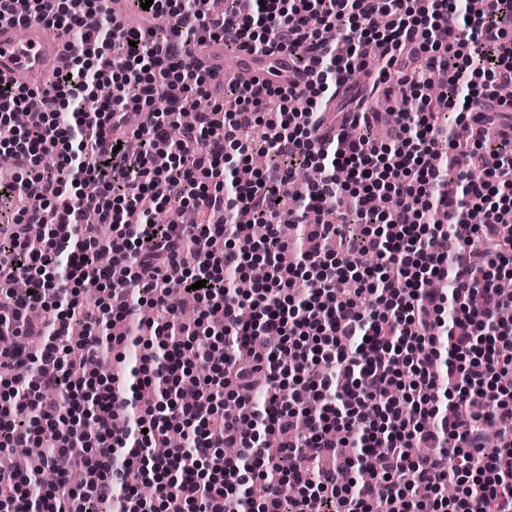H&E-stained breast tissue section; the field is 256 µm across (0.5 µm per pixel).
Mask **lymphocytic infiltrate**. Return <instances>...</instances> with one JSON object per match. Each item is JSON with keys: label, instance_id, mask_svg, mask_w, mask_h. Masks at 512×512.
I'll use <instances>...</instances> for the list:
<instances>
[{"label": "lymphocytic infiltrate", "instance_id": "f902f5d3", "mask_svg": "<svg viewBox=\"0 0 512 512\" xmlns=\"http://www.w3.org/2000/svg\"><path fill=\"white\" fill-rule=\"evenodd\" d=\"M141 23L115 27L97 0H0V19H27L70 34L66 63L45 93L54 102L37 120L15 127L13 115L31 110L35 94L0 84V151L16 173L0 180V200L22 199L13 223L0 225V334L37 341L36 349L0 348V512H85L87 499L116 500L117 512H282L280 467L266 441L291 435L282 448L295 462L288 480L303 490L293 512H512V478L498 458L512 453V388L500 385L512 365V101L499 98L512 85V0H224L223 12L195 0H154ZM340 22L336 40L321 30ZM219 43L266 56L288 55L310 74L254 85L217 82L193 53ZM376 46L384 68L367 71L365 43ZM451 85L471 88L460 118L465 144H451L456 189L430 157L441 137L420 98L444 62ZM405 65L403 81L416 97L397 115L390 134L372 137L379 112L362 113L357 136L336 134L323 144L319 98L355 73L366 72L370 94L384 92L387 69ZM108 85L109 99L97 96ZM228 92L223 104L198 113L178 141L168 129L189 109L193 92ZM304 99L297 111L291 103ZM164 111H156L157 100ZM140 112L137 128L128 111ZM263 127V148L285 158L266 176L250 165L247 133ZM479 155L484 179L469 176ZM327 161L318 182L295 188L298 164ZM98 185L94 196L81 190ZM390 185L394 208L374 205L379 184ZM178 204L180 225L139 223L141 196ZM347 197L365 225L362 247L377 259L371 268L326 250L342 241L343 225L330 211ZM265 224L251 247L243 226L218 220L236 208ZM445 211V223L430 215ZM305 225L307 248L299 264L283 265L287 244L281 219ZM52 223L81 230L61 251L59 236L28 243L31 226ZM112 227L110 237L98 227ZM483 241L472 249L473 238ZM128 266L95 306L78 305L85 281L102 278L96 252ZM269 279L248 295L234 283L253 264ZM447 280L449 290L429 289ZM187 288L198 317L187 322L167 301L171 283ZM162 310L158 321L141 316L143 303ZM50 311L44 322L27 312ZM82 318L85 354L111 356L128 339L157 342L161 362L141 365L143 384L178 385L194 376L202 392L182 399L129 407L133 386L113 374L97 389L90 422L77 394L93 378L87 362H64L61 348L74 318ZM113 334L103 341L99 328ZM224 359L194 370L202 349ZM36 363L33 380L17 367ZM263 386V404L252 401ZM129 412L139 438L116 435L112 419ZM309 423L296 434L299 415ZM223 429L210 430L213 421ZM33 442L45 445L39 463L13 456ZM167 455L151 457L158 443ZM237 456L224 455V443ZM380 451L381 466L353 476L365 449ZM88 474L75 484L57 469L59 456ZM335 460V468L308 480L306 462ZM55 471L53 483L31 489L35 468ZM152 478L158 497L145 505L138 492Z\"/></svg>", "mask_w": 512, "mask_h": 512}]
</instances>
